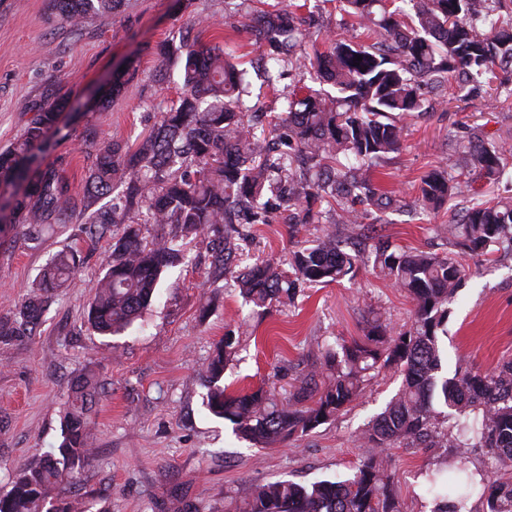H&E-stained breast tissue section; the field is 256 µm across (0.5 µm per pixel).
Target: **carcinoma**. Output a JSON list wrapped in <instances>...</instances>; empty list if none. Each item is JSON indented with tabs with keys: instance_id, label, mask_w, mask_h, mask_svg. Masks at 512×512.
I'll list each match as a JSON object with an SVG mask.
<instances>
[{
	"instance_id": "obj_1",
	"label": "carcinoma",
	"mask_w": 512,
	"mask_h": 512,
	"mask_svg": "<svg viewBox=\"0 0 512 512\" xmlns=\"http://www.w3.org/2000/svg\"><path fill=\"white\" fill-rule=\"evenodd\" d=\"M340 11L362 29L364 39H334L310 58L297 52L313 35L309 0L292 8L250 17L255 40L267 48L256 68L276 86L292 70L311 69L332 91L308 85L283 95L281 110L266 122L248 104L245 71L217 45L185 44L180 55L186 92L165 112L135 151L107 141L99 145L83 197L81 233L112 235V253L89 303L87 320L101 334L131 326L152 303L161 274L182 264V241L213 233L215 269L231 280L253 307L267 310L294 301L297 289L338 282L352 273L360 252L326 233L289 252L285 262L258 261L241 271L236 257L251 225L288 218L290 233L319 222L317 203L335 202L338 223L360 224L366 205L379 212L400 207L399 196L382 190L368 171L400 150L403 121L421 111L424 90L454 84L465 97L482 96L491 83L512 97V0H337ZM53 8L78 30L89 16L114 15L123 0H52ZM308 10V16L299 13ZM362 60H357V57ZM62 103L35 109L23 135L0 152V239L21 235L36 242L47 224H68L76 208L70 185L55 164L34 165V150L62 133ZM454 167L490 183L512 168V153L472 131ZM123 197L108 207L96 203L118 187ZM418 203L439 209L460 193L452 171L425 175ZM147 224H172L179 232L147 240L126 223L132 208ZM448 235L467 252L487 255L512 247V197H474ZM374 268L407 292L409 329L392 333L376 318L360 340L326 346L297 393L278 398L259 388L228 391L224 370L237 356L240 328H228L208 357L201 379L205 407L229 421L257 448H274L333 420L359 400L382 369L402 377L398 392L358 434L364 456L342 479L306 484L260 483L248 496L225 497V512H404L388 474L386 450L444 448L427 474L431 512H467L472 500L483 512H512V358L487 371L444 367L441 337L448 334V302L465 276L450 256L394 249L377 237ZM78 251L51 259L12 319H0V340L35 334L55 292L78 270ZM101 386L88 372L71 383L62 441L41 463L14 472L0 493V512H88L77 496L46 507L56 490L73 484L93 452L88 428ZM485 449L487 466L472 471L470 450Z\"/></svg>"
}]
</instances>
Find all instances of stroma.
<instances>
[{
  "instance_id": "obj_1",
  "label": "stroma",
  "mask_w": 512,
  "mask_h": 512,
  "mask_svg": "<svg viewBox=\"0 0 512 512\" xmlns=\"http://www.w3.org/2000/svg\"><path fill=\"white\" fill-rule=\"evenodd\" d=\"M199 17L239 56L252 101L279 112L277 94L254 66L262 48L249 20L226 12L224 0H124L117 15L87 19L77 33L59 20L51 0H0V149L20 138L44 102L104 101L103 110L73 114L69 139L54 150L75 200H82L96 144L112 140L136 148L182 94L181 66L163 61L159 46L180 38ZM469 125L512 150V99L465 100L450 87L428 94L423 112L405 121L401 150L372 178L411 204L421 177L453 159ZM476 192L512 196V179L479 180L437 211L410 207L382 214L380 225L356 227L360 241L378 233L402 249L460 256L466 276L448 304L443 340L452 369L486 370L512 357V250L500 248L487 259L464 256L445 231ZM327 232L346 234L335 213L294 235L279 219L254 225L241 264L282 261L297 242ZM69 247L80 250L85 263L58 291L36 334L0 341V491L12 471L36 465L58 446L69 384L87 367L105 394L89 418L94 452L66 492L86 497L90 512H224L225 495L242 498L253 485L280 479L343 476L359 462L358 431L401 385L393 371H381L336 420L272 451L237 438L228 421L208 412L200 373L228 325L240 327L241 335L225 385L279 393L294 391L321 346L360 336L366 317L406 329L412 322L407 293L379 278L370 262L358 263L340 282L301 289L290 306L257 313L212 276L208 238H190L189 264L164 273L142 318L120 334L102 336L89 328L87 311L112 240L90 242L74 225L55 224L38 242L19 237L0 244V318L19 309L42 266ZM388 454L406 512H430L424 476L440 449L392 448Z\"/></svg>"
}]
</instances>
